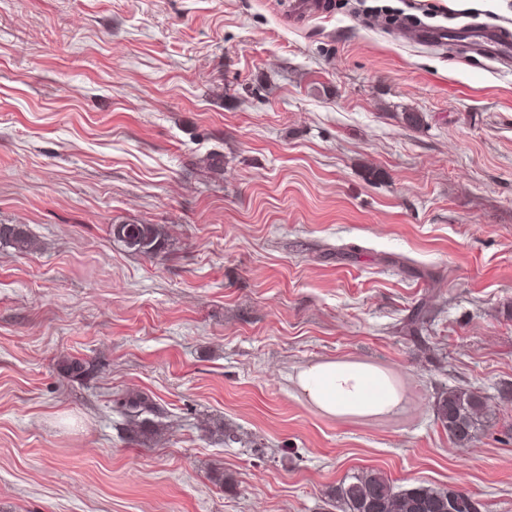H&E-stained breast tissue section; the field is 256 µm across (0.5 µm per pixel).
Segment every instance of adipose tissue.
I'll return each instance as SVG.
<instances>
[{"instance_id":"1","label":"adipose tissue","mask_w":512,"mask_h":512,"mask_svg":"<svg viewBox=\"0 0 512 512\" xmlns=\"http://www.w3.org/2000/svg\"><path fill=\"white\" fill-rule=\"evenodd\" d=\"M298 380L307 400L335 417L389 413L400 404L386 374L368 364L320 362L301 371Z\"/></svg>"}]
</instances>
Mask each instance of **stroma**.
Wrapping results in <instances>:
<instances>
[{"instance_id":"obj_1","label":"stroma","mask_w":512,"mask_h":512,"mask_svg":"<svg viewBox=\"0 0 512 512\" xmlns=\"http://www.w3.org/2000/svg\"><path fill=\"white\" fill-rule=\"evenodd\" d=\"M287 2L0 0V224L33 241L0 246V512H336L365 469L512 512V67L393 26L512 30V0ZM328 360L400 407L322 412L297 376ZM458 387L466 445L434 412ZM113 238L126 249L145 256H155L165 249L166 235L158 224H115ZM485 410L483 397L469 389H448L435 405L437 420L455 443L465 445L477 438ZM120 412L129 420L135 421L143 414H160L161 409L148 396L129 394L117 402Z\"/></svg>"}]
</instances>
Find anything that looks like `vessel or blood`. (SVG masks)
<instances>
[{
	"label": "vessel or blood",
	"mask_w": 512,
	"mask_h": 512,
	"mask_svg": "<svg viewBox=\"0 0 512 512\" xmlns=\"http://www.w3.org/2000/svg\"><path fill=\"white\" fill-rule=\"evenodd\" d=\"M404 33L414 35L420 42L443 45L449 41H469L474 52L500 65L512 63V31L500 27L470 28L459 26H414L403 24Z\"/></svg>",
	"instance_id": "1"
}]
</instances>
